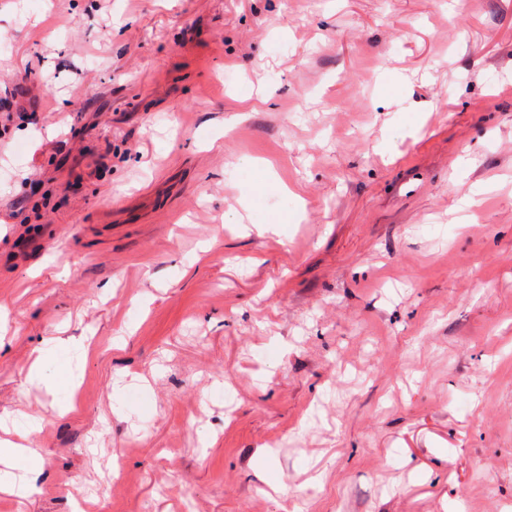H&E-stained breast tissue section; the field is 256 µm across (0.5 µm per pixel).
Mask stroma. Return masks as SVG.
Masks as SVG:
<instances>
[{
	"mask_svg": "<svg viewBox=\"0 0 512 512\" xmlns=\"http://www.w3.org/2000/svg\"><path fill=\"white\" fill-rule=\"evenodd\" d=\"M1 97L0 512H512V0H0Z\"/></svg>",
	"mask_w": 512,
	"mask_h": 512,
	"instance_id": "1",
	"label": "stroma"
}]
</instances>
